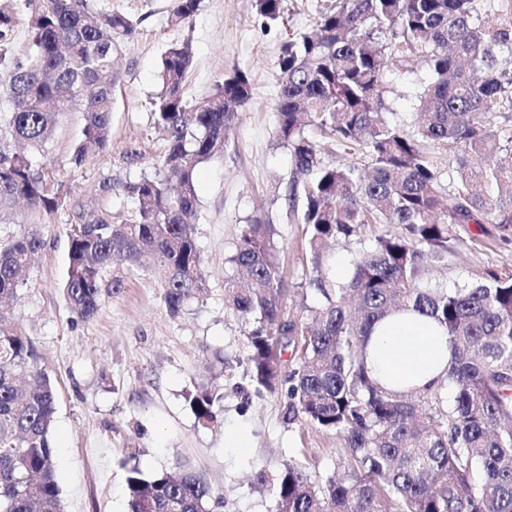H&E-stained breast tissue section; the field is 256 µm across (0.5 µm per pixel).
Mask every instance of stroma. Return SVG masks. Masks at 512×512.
Here are the masks:
<instances>
[{
	"label": "stroma",
	"instance_id": "35a3bbf8",
	"mask_svg": "<svg viewBox=\"0 0 512 512\" xmlns=\"http://www.w3.org/2000/svg\"><path fill=\"white\" fill-rule=\"evenodd\" d=\"M174 0H97L104 11L138 20V34L115 57L117 80L108 146L89 154L81 167L68 159L82 137V112L62 116L37 165L58 167L72 202L108 210L114 223L127 222L133 201L126 181L154 173L166 148L150 101L160 84L162 54L190 41L194 67L186 85L190 101L202 102L215 84L244 72L253 98L242 107L221 157L201 165L196 241L207 288L200 298L171 315L157 277L146 270L115 266L107 278H121L119 293L106 297L96 315L78 318L64 297L71 212L27 213L0 223V238L22 235L39 225L44 245L18 290L14 314L31 337L41 365L57 392L53 445L64 512H128L127 471H172L188 460L211 482L221 504L213 512H276L270 488L260 487L258 469L277 473L301 462L315 480L343 473L345 450L335 435L288 424L279 396L257 391L247 375L249 324L224 305L226 259L243 224L262 214L279 234L288 288L299 286L306 266V227L288 220L274 187L289 178L291 155L275 140L277 61L289 34L307 30L320 10L335 0H284L282 19L262 17L254 0H202L199 12L181 26L167 22ZM424 72L395 78L387 94L390 111L411 121ZM111 179L112 192L99 189ZM462 244L448 268L447 285L470 283L486 266L512 264V243L496 227L480 231L458 225ZM203 386L219 387L217 424L198 426L188 398ZM246 435L242 448L227 435Z\"/></svg>",
	"mask_w": 512,
	"mask_h": 512
}]
</instances>
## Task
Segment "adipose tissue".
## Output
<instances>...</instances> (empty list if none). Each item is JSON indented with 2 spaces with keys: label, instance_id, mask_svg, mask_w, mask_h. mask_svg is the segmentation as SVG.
I'll return each mask as SVG.
<instances>
[{
  "label": "adipose tissue",
  "instance_id": "adipose-tissue-1",
  "mask_svg": "<svg viewBox=\"0 0 512 512\" xmlns=\"http://www.w3.org/2000/svg\"><path fill=\"white\" fill-rule=\"evenodd\" d=\"M450 362L444 331L412 312L390 317L368 339V365L388 387L427 386L445 377Z\"/></svg>",
  "mask_w": 512,
  "mask_h": 512
}]
</instances>
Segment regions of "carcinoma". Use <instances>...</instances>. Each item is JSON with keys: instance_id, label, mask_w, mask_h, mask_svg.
<instances>
[{"instance_id": "obj_1", "label": "carcinoma", "mask_w": 512, "mask_h": 512, "mask_svg": "<svg viewBox=\"0 0 512 512\" xmlns=\"http://www.w3.org/2000/svg\"><path fill=\"white\" fill-rule=\"evenodd\" d=\"M201 0H174L170 23L185 24ZM277 20L283 0H255ZM29 14L28 53L11 58L17 11ZM138 22L94 0H0V221L25 203L37 214L63 206L67 189L52 167L37 168L60 118L85 106L83 138L69 164L109 141L114 53ZM418 65L427 81L407 126L389 118L386 72ZM194 65L189 42L161 57L152 100L167 146L153 175L123 185L136 203L129 222L78 209L70 226L63 290L71 310L92 318L121 280L112 264L138 270L155 258L169 312L198 298L205 283L191 218L199 167L224 154L237 110L252 99L235 72L197 107L184 86ZM277 141L292 157L277 198L308 232L309 266L287 311L280 250L263 215L243 225L227 258L224 302L251 324L249 377L285 395L284 419L336 435L347 472L314 482L295 462L272 482L277 512H512V268L487 267L453 290L436 279L458 254L453 224L512 227V0H336L278 57ZM359 149L364 163L338 165L319 139ZM452 143L447 168L432 149ZM344 281L323 269V247L361 238ZM43 246L32 227L0 239V512H63L52 429L55 387L31 338L4 304L15 298L30 259ZM317 296L307 302L308 294ZM412 310L443 327L452 353L446 381L388 389L366 363L374 325ZM451 387L453 395L445 392ZM220 394L189 396L196 420H218ZM179 474L126 478L131 512H208L205 476L180 461Z\"/></svg>"}]
</instances>
